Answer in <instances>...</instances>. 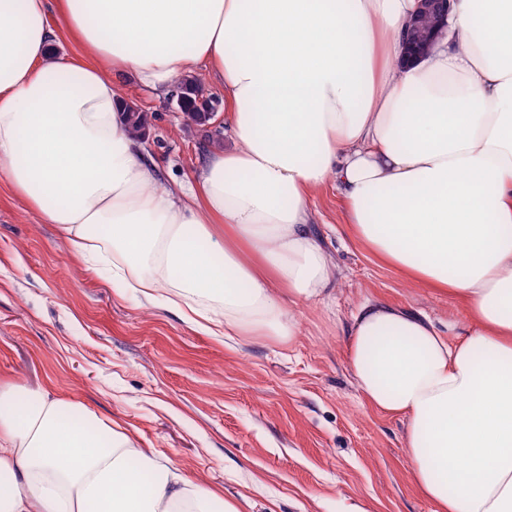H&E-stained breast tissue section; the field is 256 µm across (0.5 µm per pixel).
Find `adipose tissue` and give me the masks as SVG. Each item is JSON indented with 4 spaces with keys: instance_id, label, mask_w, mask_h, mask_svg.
<instances>
[{
    "instance_id": "ef3b65f1",
    "label": "adipose tissue",
    "mask_w": 512,
    "mask_h": 512,
    "mask_svg": "<svg viewBox=\"0 0 512 512\" xmlns=\"http://www.w3.org/2000/svg\"><path fill=\"white\" fill-rule=\"evenodd\" d=\"M417 0H0V182L87 263L190 324L294 342L292 307L341 272L309 201L334 183L352 236L460 303L463 321L365 299L348 367L406 420L435 512H512V0H456L405 57ZM57 17L60 28L49 19ZM65 30L80 52L53 50ZM224 90L232 149L191 180L122 117L135 77ZM0 512H239L88 408L0 388Z\"/></svg>"
}]
</instances>
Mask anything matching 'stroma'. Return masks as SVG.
Wrapping results in <instances>:
<instances>
[{
	"mask_svg": "<svg viewBox=\"0 0 512 512\" xmlns=\"http://www.w3.org/2000/svg\"><path fill=\"white\" fill-rule=\"evenodd\" d=\"M149 119L159 187L192 177L221 130L185 127L135 80L122 88ZM312 222L343 278L331 309L300 306L292 345L183 322L88 271L55 225L0 183V386L50 390L83 405L241 512H434L412 479L402 416L372 408L346 361L343 328L374 298L457 319L454 299L408 280L348 233L334 184ZM64 275H53L58 260Z\"/></svg>",
	"mask_w": 512,
	"mask_h": 512,
	"instance_id": "obj_1",
	"label": "stroma"
}]
</instances>
